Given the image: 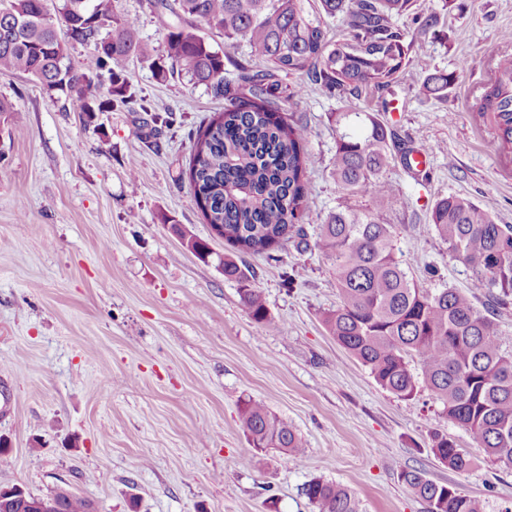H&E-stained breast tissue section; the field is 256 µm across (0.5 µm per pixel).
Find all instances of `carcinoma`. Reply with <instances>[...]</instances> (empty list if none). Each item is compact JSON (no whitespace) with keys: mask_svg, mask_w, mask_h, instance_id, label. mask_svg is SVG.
<instances>
[{"mask_svg":"<svg viewBox=\"0 0 512 512\" xmlns=\"http://www.w3.org/2000/svg\"><path fill=\"white\" fill-rule=\"evenodd\" d=\"M169 12L165 78L177 75L225 100L224 110L191 135L186 170L195 201L211 228H224L231 252L220 260L224 279L257 322L270 318L256 277L234 253L262 254L280 246L289 231L301 241L305 173L315 158L304 149L307 131L294 118L303 88L282 78L304 75L329 92L357 95L391 84L419 54L420 44L398 25L413 0H149ZM341 16L344 37L329 42L322 18ZM245 41L266 69L240 67L224 78V52L199 34L198 25ZM89 48L76 69L67 45ZM153 44L118 0H0V76L22 75L52 101L75 94L91 116L115 102H132L121 63L150 61ZM454 75L428 74L422 87L441 98ZM471 112L490 120L503 154L512 153V57L500 56ZM336 153L331 176L347 197L374 196L388 206L397 190L382 178L391 158L392 130L376 114L336 112ZM429 223L451 255L472 272L473 293L495 291L500 305L512 300V225L498 224L469 199L450 194L433 204ZM393 225L352 205L329 212L319 225L318 246L331 261L340 299L324 322L331 336L370 371L377 384L413 398L425 388L448 421L462 427L486 456L512 467V355L507 337L456 288L430 293L409 278L396 252ZM240 418L253 448H277L291 458L305 443L288 422L262 403L247 400ZM431 450L456 472L472 458L448 435L436 433ZM400 481L427 512H483L482 503L458 488L404 469ZM62 512H90L91 503L67 490ZM316 512H359L346 488L321 478L304 486Z\"/></svg>","mask_w":512,"mask_h":512,"instance_id":"carcinoma-1","label":"carcinoma"}]
</instances>
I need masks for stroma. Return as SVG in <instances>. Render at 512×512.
Returning a JSON list of instances; mask_svg holds the SVG:
<instances>
[{
    "label": "stroma",
    "mask_w": 512,
    "mask_h": 512,
    "mask_svg": "<svg viewBox=\"0 0 512 512\" xmlns=\"http://www.w3.org/2000/svg\"><path fill=\"white\" fill-rule=\"evenodd\" d=\"M119 5L164 49L167 11ZM431 12L438 24L421 33ZM402 23L422 49L389 87L346 99L310 85L298 101L317 158L307 243L241 257L269 327L225 280L224 240L180 178L189 133L223 101L135 59L124 64L135 103L91 117L75 99L0 78L14 106L0 123V487L64 488L94 512H313L302 487L319 477L352 491L360 512H426L398 479L411 468L480 498L485 512H512V468L491 463L428 391L402 399L379 386L323 324L338 297L314 229L344 200L330 176L333 113H376L396 146L430 155L419 171L387 166L394 208L359 200L393 224L419 287L470 290V268L429 222L439 197H467L512 224V159L469 110L494 58L512 56V0H414ZM435 71L456 75L442 99L422 88ZM188 235L211 258L189 250ZM248 399L298 431L301 456L251 448L239 416ZM437 432L469 453L467 472L435 458Z\"/></svg>",
    "instance_id": "obj_1"
}]
</instances>
